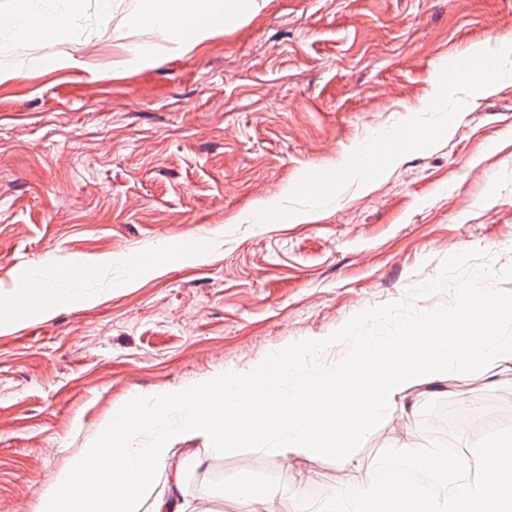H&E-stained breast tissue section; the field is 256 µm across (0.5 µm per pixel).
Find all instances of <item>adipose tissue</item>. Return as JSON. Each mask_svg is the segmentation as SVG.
I'll use <instances>...</instances> for the list:
<instances>
[{
  "label": "adipose tissue",
  "mask_w": 512,
  "mask_h": 512,
  "mask_svg": "<svg viewBox=\"0 0 512 512\" xmlns=\"http://www.w3.org/2000/svg\"><path fill=\"white\" fill-rule=\"evenodd\" d=\"M227 0H141L137 23L141 28L167 33L178 29L190 35L207 31L227 14ZM67 16L45 18L39 13H26L22 23L0 19V40H12L20 44L45 36L51 29L64 27ZM58 287L38 289L16 297L8 306L9 313H43L59 304L74 303L80 290L68 287L67 273H58Z\"/></svg>",
  "instance_id": "1"
}]
</instances>
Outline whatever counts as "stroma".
Masks as SVG:
<instances>
[{
	"mask_svg": "<svg viewBox=\"0 0 512 512\" xmlns=\"http://www.w3.org/2000/svg\"><path fill=\"white\" fill-rule=\"evenodd\" d=\"M39 2L69 25L0 44V512H35L134 398L326 339L411 299L452 255L512 266V78L485 95L470 78L479 44L512 68V0H236L207 34L164 39L135 24L139 0ZM141 43L149 60L128 52ZM438 125L446 136L374 168L348 163ZM262 202L278 218L258 222ZM171 247L189 259L163 258ZM61 271L82 302L7 317L20 279L52 286ZM450 387L415 389V408L388 411L345 466L219 453L203 436L176 442L173 461L185 482L223 465L201 512H238L243 483L316 505L318 489L359 488L431 403L498 429L512 359L471 373L463 396Z\"/></svg>",
	"mask_w": 512,
	"mask_h": 512,
	"instance_id": "35a3bbf8",
	"label": "stroma"
}]
</instances>
